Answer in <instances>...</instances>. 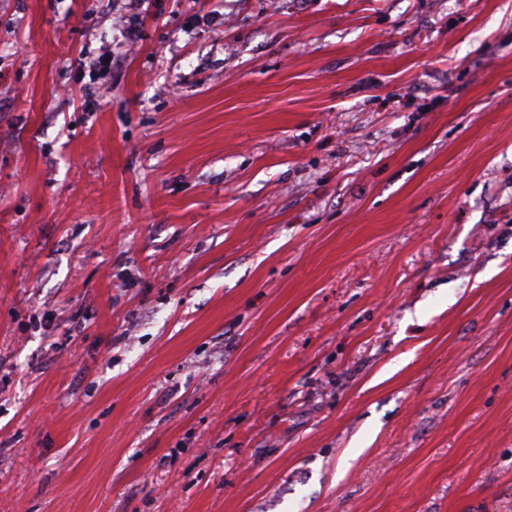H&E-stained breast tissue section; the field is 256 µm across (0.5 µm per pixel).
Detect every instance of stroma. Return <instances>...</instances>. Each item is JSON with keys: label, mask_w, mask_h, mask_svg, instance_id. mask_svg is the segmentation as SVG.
I'll list each match as a JSON object with an SVG mask.
<instances>
[{"label": "stroma", "mask_w": 512, "mask_h": 512, "mask_svg": "<svg viewBox=\"0 0 512 512\" xmlns=\"http://www.w3.org/2000/svg\"><path fill=\"white\" fill-rule=\"evenodd\" d=\"M0 512H512V0H0Z\"/></svg>", "instance_id": "stroma-1"}]
</instances>
